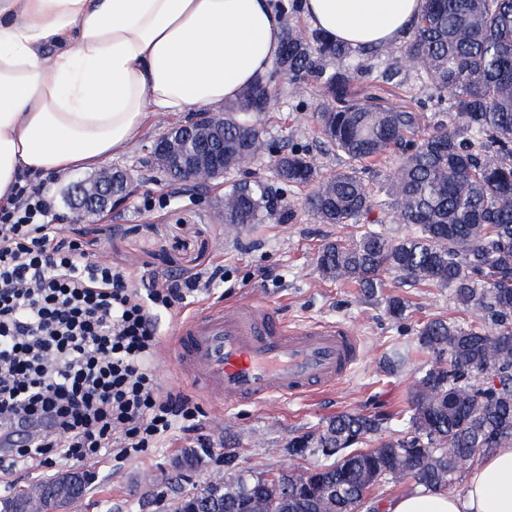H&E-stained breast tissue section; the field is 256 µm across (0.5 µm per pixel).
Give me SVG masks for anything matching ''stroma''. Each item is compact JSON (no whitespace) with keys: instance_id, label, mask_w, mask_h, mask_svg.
Returning a JSON list of instances; mask_svg holds the SVG:
<instances>
[{"instance_id":"35a3bbf8","label":"stroma","mask_w":512,"mask_h":512,"mask_svg":"<svg viewBox=\"0 0 512 512\" xmlns=\"http://www.w3.org/2000/svg\"><path fill=\"white\" fill-rule=\"evenodd\" d=\"M402 85L394 105L422 112L425 125L446 120L447 108L434 101L431 92L403 70ZM275 96L252 119L264 139L308 148L323 174L341 169L335 153L321 147L314 114L324 102L320 84L300 83L275 74ZM184 117L152 114L136 140L111 161L126 170L132 180L130 193L111 210L87 215L71 204L69 188L91 179L88 171L51 175L45 180L54 199V223L64 231L86 226L90 252L111 256L137 289L152 287L161 273L175 272L198 279L181 313L160 316L161 354L156 367L164 388L189 389L188 380L175 370L168 351L179 314H190L213 304L249 298L271 303L288 321H329L350 326L361 342V357L350 375L334 390L300 399H274L264 404L218 406L202 400L198 430L179 435L164 447L115 462L102 458L86 464L93 477L89 494L72 504L69 512H168V503L181 492L209 481L223 471L225 453H233L237 469L266 471L307 469L315 458L289 455L286 444L297 433L325 424L345 411L386 414L407 399L417 367L425 360L417 351L402 372L387 374L384 359L393 343H413L418 325L438 317L454 318L460 311L447 291L432 285L413 288L396 276H386V292L410 302L403 321L393 320L384 302L365 299L348 284L322 279L316 259L322 246L334 239L336 226L323 224L304 207H296L290 223L270 221L228 232L224 225V194L240 180H271L272 159L262 155L223 180L202 185L170 182L150 155L152 143L171 128L183 125ZM223 265V280H212L216 265ZM201 451L199 463L184 471L183 456Z\"/></svg>"}]
</instances>
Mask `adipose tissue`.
<instances>
[{
  "instance_id": "adipose-tissue-1",
  "label": "adipose tissue",
  "mask_w": 512,
  "mask_h": 512,
  "mask_svg": "<svg viewBox=\"0 0 512 512\" xmlns=\"http://www.w3.org/2000/svg\"><path fill=\"white\" fill-rule=\"evenodd\" d=\"M425 0H303L310 30L355 50L407 39ZM273 0H0V206L25 179L93 170L152 112L238 100L279 57ZM385 512H512V445L463 495L425 487Z\"/></svg>"
}]
</instances>
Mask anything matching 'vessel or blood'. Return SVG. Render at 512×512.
<instances>
[{
    "instance_id": "vessel-or-blood-1",
    "label": "vessel or blood",
    "mask_w": 512,
    "mask_h": 512,
    "mask_svg": "<svg viewBox=\"0 0 512 512\" xmlns=\"http://www.w3.org/2000/svg\"><path fill=\"white\" fill-rule=\"evenodd\" d=\"M173 357L198 392L235 406L334 387L350 374L360 344L346 326L291 323L251 299L183 317Z\"/></svg>"
}]
</instances>
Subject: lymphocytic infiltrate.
<instances>
[{
  "label": "lymphocytic infiltrate",
  "mask_w": 512,
  "mask_h": 512,
  "mask_svg": "<svg viewBox=\"0 0 512 512\" xmlns=\"http://www.w3.org/2000/svg\"><path fill=\"white\" fill-rule=\"evenodd\" d=\"M45 184L0 207V482L57 462L119 461L197 431L201 405L162 389L160 319L193 279L141 293L111 259L49 220Z\"/></svg>",
  "instance_id": "obj_1"
}]
</instances>
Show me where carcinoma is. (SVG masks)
I'll list each match as a JSON object with an SVG mask.
<instances>
[{"label": "carcinoma", "instance_id": "cac0c4a2", "mask_svg": "<svg viewBox=\"0 0 512 512\" xmlns=\"http://www.w3.org/2000/svg\"><path fill=\"white\" fill-rule=\"evenodd\" d=\"M402 47L404 63L436 95L450 101L452 121L429 131L422 114L387 106L399 69L386 66L367 77L358 94L359 67L352 50L316 33L290 29L278 70L297 81L322 80L326 103L316 119L322 143L343 168L324 175L310 153L275 148L280 192L261 180L235 183L224 194V223L244 228L275 218L290 222L295 190L320 222L344 236L324 244L316 270L325 280L354 283L370 294L382 275L413 286L449 291L476 320L434 318L419 325L415 343L430 359L420 367L407 406L386 415L342 413L321 428L288 440V453L321 462L295 475L283 470L236 472L233 458L224 483L185 492L172 512H377L368 492L381 483L412 481L434 490L470 468L477 454L512 444V0H425ZM334 58L344 70L328 73ZM263 112L272 100L261 78L224 110V171L239 169L266 147L248 117L249 102ZM400 152L386 173L387 189L364 181L365 162ZM378 209L406 232L390 236L368 219ZM399 346L384 369L400 372ZM79 482L63 488L41 482L46 512L68 508L89 492ZM253 508H247L248 504Z\"/></svg>", "mask_w": 512, "mask_h": 512}]
</instances>
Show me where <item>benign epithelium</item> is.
Instances as JSON below:
<instances>
[{
    "mask_svg": "<svg viewBox=\"0 0 512 512\" xmlns=\"http://www.w3.org/2000/svg\"><path fill=\"white\" fill-rule=\"evenodd\" d=\"M196 148L190 155L181 151V133L172 132L157 139L151 149V156L163 167L177 173L188 182L201 178L215 181L224 178V152L216 151L215 144L224 143V113L201 112L188 127ZM129 184L122 185L121 192H115L112 172L102 178L79 184L78 192L90 204L93 213L112 208V200L127 194Z\"/></svg>",
    "mask_w": 512,
    "mask_h": 512,
    "instance_id": "benign-epithelium-1",
    "label": "benign epithelium"
}]
</instances>
